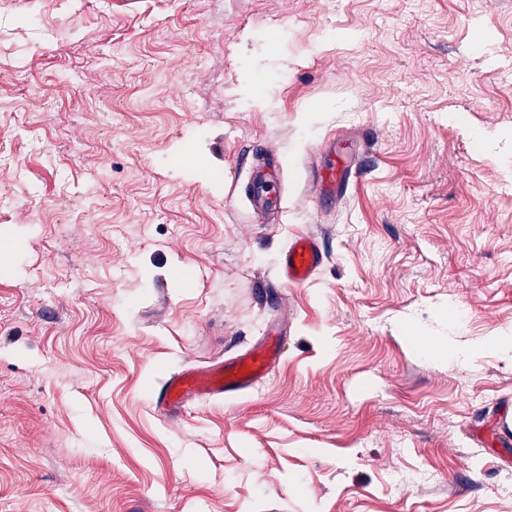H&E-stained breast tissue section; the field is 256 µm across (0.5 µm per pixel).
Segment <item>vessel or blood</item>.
I'll list each match as a JSON object with an SVG mask.
<instances>
[{
	"label": "vessel or blood",
	"instance_id": "b4317fda",
	"mask_svg": "<svg viewBox=\"0 0 512 512\" xmlns=\"http://www.w3.org/2000/svg\"><path fill=\"white\" fill-rule=\"evenodd\" d=\"M354 166V160L342 154L328 160L315 179L320 193L330 196L342 193ZM277 174V167L265 159H256L252 165V185L247 201L253 213L265 221L280 219V198L275 186ZM322 262L316 237L304 234L295 238L285 250L281 271L289 283L304 284L312 279ZM278 359L277 347L266 340L233 359L178 371L154 393V405L162 416L171 419L189 401L237 396L264 382Z\"/></svg>",
	"mask_w": 512,
	"mask_h": 512
}]
</instances>
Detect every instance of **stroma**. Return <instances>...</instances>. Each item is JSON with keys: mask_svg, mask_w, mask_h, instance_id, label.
I'll return each mask as SVG.
<instances>
[{"mask_svg": "<svg viewBox=\"0 0 512 512\" xmlns=\"http://www.w3.org/2000/svg\"><path fill=\"white\" fill-rule=\"evenodd\" d=\"M278 315L263 384L157 412ZM508 326L512 0H0V512H512ZM328 156V162L318 171L315 183L319 193L335 197L346 189L355 166V160L344 154H335L332 159L331 152ZM278 167L257 158L252 165V185L247 197L248 204L253 213L260 217L264 223L278 222L281 215L280 198L276 192ZM270 218V219H269ZM323 262V255L314 235L295 238L281 257V271L291 284H304L312 279Z\"/></svg>", "mask_w": 512, "mask_h": 512, "instance_id": "35a3bbf8", "label": "stroma"}]
</instances>
